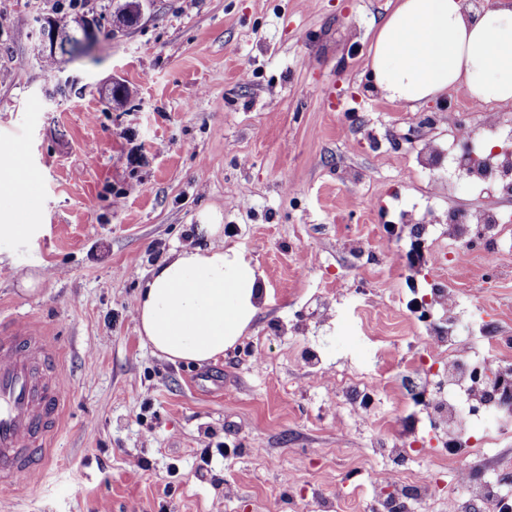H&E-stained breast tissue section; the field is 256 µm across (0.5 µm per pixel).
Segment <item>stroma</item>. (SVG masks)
Segmentation results:
<instances>
[{
  "mask_svg": "<svg viewBox=\"0 0 512 512\" xmlns=\"http://www.w3.org/2000/svg\"><path fill=\"white\" fill-rule=\"evenodd\" d=\"M124 3L0 0V154L36 174L26 218L40 227L0 239V320L47 331L66 390L50 466L0 488V512H387L409 471L435 482L409 512H448L459 461L396 453L428 337L406 307L422 270L388 209L512 212L447 163H418L447 146L465 89L412 107L373 86L396 0H142L116 33ZM65 16L101 35L55 76L32 32ZM198 224L223 225L267 294L223 357L173 363L142 343L134 297ZM436 246L464 310L487 317L469 349L512 361L485 341L512 334V239ZM348 373L357 394L338 386ZM472 459L512 493V437Z\"/></svg>",
  "mask_w": 512,
  "mask_h": 512,
  "instance_id": "1",
  "label": "stroma"
}]
</instances>
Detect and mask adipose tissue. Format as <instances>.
Masks as SVG:
<instances>
[{
  "label": "adipose tissue",
  "mask_w": 512,
  "mask_h": 512,
  "mask_svg": "<svg viewBox=\"0 0 512 512\" xmlns=\"http://www.w3.org/2000/svg\"><path fill=\"white\" fill-rule=\"evenodd\" d=\"M375 85L415 104L454 85L472 102L512 105V0L466 11L463 0H399L380 23L370 60ZM197 243L173 252L142 284L135 312L142 340L172 362L222 356L259 312L264 281L224 227L199 224Z\"/></svg>",
  "instance_id": "adipose-tissue-1"
}]
</instances>
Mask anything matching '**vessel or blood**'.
Listing matches in <instances>:
<instances>
[{
	"label": "vessel or blood",
	"instance_id": "b4317fda",
	"mask_svg": "<svg viewBox=\"0 0 512 512\" xmlns=\"http://www.w3.org/2000/svg\"><path fill=\"white\" fill-rule=\"evenodd\" d=\"M65 406L58 350L27 320L0 324V485H20L47 460Z\"/></svg>",
	"mask_w": 512,
	"mask_h": 512
}]
</instances>
